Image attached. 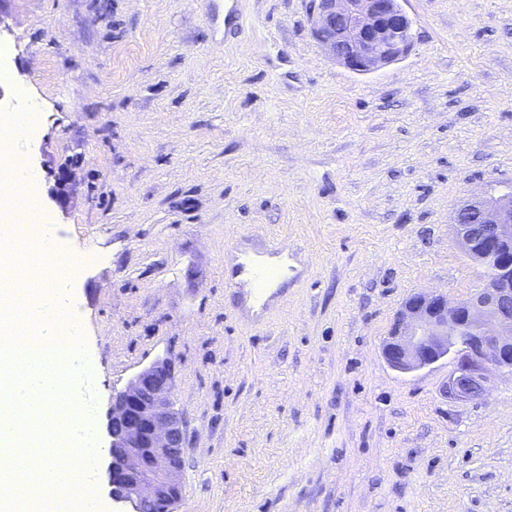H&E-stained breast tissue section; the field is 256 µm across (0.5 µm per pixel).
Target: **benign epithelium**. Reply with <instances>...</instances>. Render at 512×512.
Returning <instances> with one entry per match:
<instances>
[{
	"instance_id": "obj_1",
	"label": "benign epithelium",
	"mask_w": 512,
	"mask_h": 512,
	"mask_svg": "<svg viewBox=\"0 0 512 512\" xmlns=\"http://www.w3.org/2000/svg\"><path fill=\"white\" fill-rule=\"evenodd\" d=\"M311 24L322 48L357 74L401 59L412 45V20L401 0H311ZM454 233L464 255L489 272L484 286L456 302L434 292L411 296L382 355L404 374L455 356L443 393L464 402L482 397L496 378L512 375V189L464 202L455 213ZM183 427L165 359L113 393L107 473L109 495L122 512H141L148 503L174 512L181 499Z\"/></svg>"
}]
</instances>
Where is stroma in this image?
Listing matches in <instances>:
<instances>
[{"instance_id": "35a3bbf8", "label": "stroma", "mask_w": 512, "mask_h": 512, "mask_svg": "<svg viewBox=\"0 0 512 512\" xmlns=\"http://www.w3.org/2000/svg\"><path fill=\"white\" fill-rule=\"evenodd\" d=\"M223 3L0 0L98 447L113 392L167 358L175 512H512V376L453 401L451 360L381 353L415 292L483 286L452 224L512 186V0H404L411 49L370 74L314 39L310 0H241L231 42ZM273 238L297 269L257 324L225 249Z\"/></svg>"}]
</instances>
